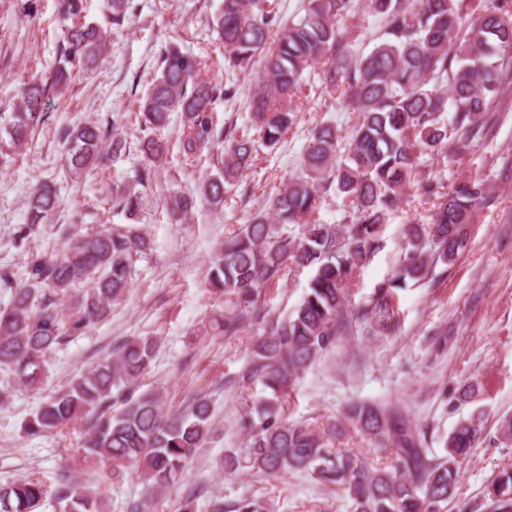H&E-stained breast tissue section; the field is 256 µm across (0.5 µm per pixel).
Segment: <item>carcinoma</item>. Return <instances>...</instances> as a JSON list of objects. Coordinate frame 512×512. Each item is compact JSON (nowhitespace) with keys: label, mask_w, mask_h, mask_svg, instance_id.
I'll return each instance as SVG.
<instances>
[{"label":"carcinoma","mask_w":512,"mask_h":512,"mask_svg":"<svg viewBox=\"0 0 512 512\" xmlns=\"http://www.w3.org/2000/svg\"><path fill=\"white\" fill-rule=\"evenodd\" d=\"M86 4L60 0L56 66L23 83L10 112L0 114V172L11 168L45 122L49 96L62 92L74 71L103 60L107 35L85 21ZM130 9L131 0H108L112 26L122 27ZM364 11L379 23L380 35L368 54L359 55L352 50L356 29L339 26L355 14L353 0H304L303 15L280 24L275 39L270 26L279 20L278 0H222L211 25L223 48L224 73L246 74L257 62L262 67L249 95L250 125L243 130L214 119L215 103L231 102L235 84L208 77L199 56L166 51L139 103L143 136L137 151L144 164L135 186L112 192L113 208L128 223L91 234L63 228L61 251L31 254L22 283L10 269L0 268V288L10 293L0 308V369L11 372L20 387H37L47 356L108 318L112 304L129 292L133 263L150 245L137 224L144 194L136 186L149 184L166 159L167 143L154 132L168 125L171 114L183 119V152L195 157L206 150L217 168L201 183L200 197L175 192L165 199L166 210L178 220L193 212L199 198L217 209L224 206L260 148L274 149L291 129L294 103L315 88L338 93L359 113L344 152H338L341 136L335 126H316L300 174L224 241L208 267L209 286L228 303L210 328L235 336L248 323L263 327L239 378L269 391L239 419L244 447L226 450L219 464L227 474L244 468L262 476L305 472L338 486L350 512H448L459 460L483 437L481 416L461 421L438 455L426 432L399 406L352 401L332 429L340 433L350 426L386 453V462L371 465L329 447L324 435L281 414V399L293 380L357 324L387 334L396 330L395 291L425 280L439 262L454 263L467 246L466 226L488 203L480 179L460 180L451 191H440L429 163L454 160L480 137L483 115L512 74V0H364ZM320 62L316 86L304 73ZM59 139L64 170L76 179L130 149L106 120L65 127ZM330 187L350 206L338 224L315 217L321 193ZM410 187L432 202L430 218L408 225L397 273L378 284L368 302L352 307L350 280L380 250L382 227ZM59 204L52 183L37 184L27 199V223L19 225L16 238L35 235ZM283 224H299L301 231L290 235ZM293 265L313 269L305 293L287 315L268 318L258 305L260 289ZM157 345L154 336L123 341L48 396L27 420L26 433L72 427L84 434L85 459L112 462V480L134 468L152 493L176 485L213 432V409L209 396L197 395L184 409L165 414L159 391L133 394L150 371ZM50 494L60 512H106L105 498L67 466L56 473L52 490L38 478L0 485V512H36ZM487 495L493 512H512L511 469L494 477ZM206 508L265 512V503L253 496L231 501L215 496Z\"/></svg>","instance_id":"1"}]
</instances>
